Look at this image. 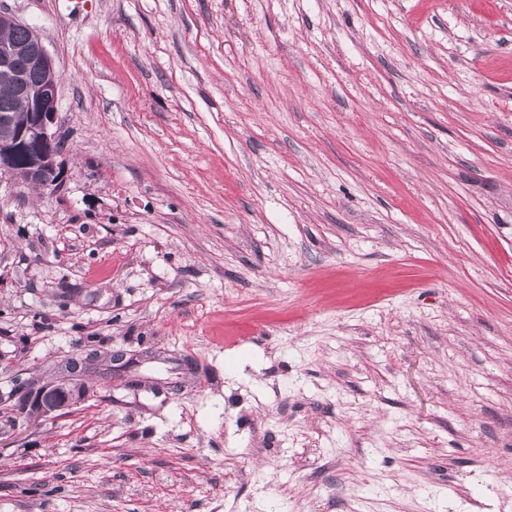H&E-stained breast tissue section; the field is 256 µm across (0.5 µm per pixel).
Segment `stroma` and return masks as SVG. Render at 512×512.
I'll return each mask as SVG.
<instances>
[{"label": "stroma", "instance_id": "obj_1", "mask_svg": "<svg viewBox=\"0 0 512 512\" xmlns=\"http://www.w3.org/2000/svg\"><path fill=\"white\" fill-rule=\"evenodd\" d=\"M1 11L65 178L0 173V512H512V0ZM78 377L74 372L70 378L43 385L40 392H35L32 397L30 407L33 412L29 419L47 417L81 403L85 397V386Z\"/></svg>", "mask_w": 512, "mask_h": 512}]
</instances>
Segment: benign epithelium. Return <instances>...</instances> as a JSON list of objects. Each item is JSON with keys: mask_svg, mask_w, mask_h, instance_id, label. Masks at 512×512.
<instances>
[{"mask_svg": "<svg viewBox=\"0 0 512 512\" xmlns=\"http://www.w3.org/2000/svg\"><path fill=\"white\" fill-rule=\"evenodd\" d=\"M27 30L23 43L0 42V77L11 81L27 104L26 117L20 122L8 113L0 114V169L28 186L52 192L64 179L56 147L60 76L38 32L30 26ZM20 62L44 72L45 80L37 88L27 86L17 72ZM84 397L85 386L76 374L47 383L32 397L31 418L72 408Z\"/></svg>", "mask_w": 512, "mask_h": 512, "instance_id": "1", "label": "benign epithelium"}]
</instances>
